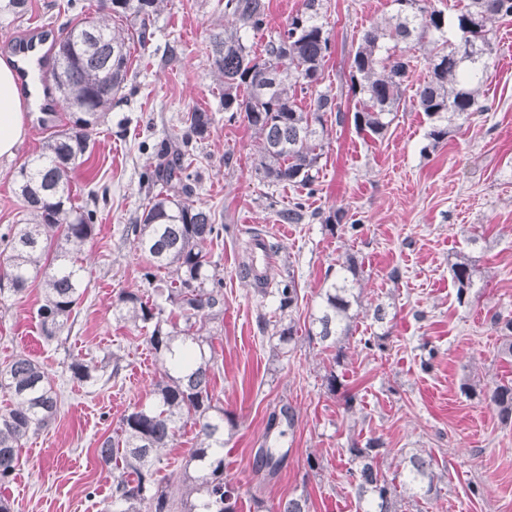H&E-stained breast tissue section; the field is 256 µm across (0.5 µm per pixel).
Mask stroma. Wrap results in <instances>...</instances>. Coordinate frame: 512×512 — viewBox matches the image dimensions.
<instances>
[{"label":"stroma","instance_id":"stroma-1","mask_svg":"<svg viewBox=\"0 0 512 512\" xmlns=\"http://www.w3.org/2000/svg\"><path fill=\"white\" fill-rule=\"evenodd\" d=\"M96 4L27 0L25 14L0 18V38L39 25L63 30ZM327 7L331 48L320 89L350 113L357 102L351 56L362 31L388 21L394 7L392 0H327ZM224 24V0H166L146 46L132 47L130 91L113 102L72 182L78 204L88 203L92 190L106 189L107 196L97 201L95 232L78 253L87 290L70 330L53 342L43 338L39 282L0 300V369L17 355L29 356L60 393L54 422L20 450L4 491L12 512H102L110 499L112 476L95 450L116 434L128 409L150 402L162 372L143 331L118 315L121 294L150 293L146 259L127 228L152 194L142 173L154 167L160 143L180 145L184 119L196 109L215 115L209 136L193 149L191 199L211 207L225 226L212 244L224 280V313L203 334L217 361L213 393L233 420L224 429V479L238 492L239 512H255L258 498L271 507L299 495L307 497L310 512H360L348 483L347 448L371 438L383 443L387 476L402 473L405 455L416 449L436 460L439 498L406 501L403 512H512V427H503L482 397L483 390L512 381V360L500 356L501 339L490 326L493 314L512 317V16L493 24L495 53L482 87L487 113L435 147L427 117L409 105L380 139L350 121L327 124L309 190L266 186L255 177L259 136L224 112L211 69L209 36ZM48 136L28 122L15 155L0 158V237L24 219L13 170L38 155ZM297 200L310 220L279 222L277 211ZM337 211L343 221L329 228L323 219ZM249 229L280 244L271 272L294 274L300 300L293 318L301 329L326 279L346 255L356 256L362 312L341 365H334L333 349L304 337L288 356H274L260 317L277 303L240 274L246 260L240 234ZM461 252L483 271L463 303L451 272ZM394 268L401 272L396 281L388 277ZM379 304L387 311L381 322L373 317ZM376 335L381 348L365 350L363 339ZM76 360L98 370L117 361L122 370L108 384L91 386L72 377ZM332 370L344 377L334 395L324 380ZM284 407L293 409L294 426L267 433L269 416ZM196 442L189 424L160 452V475L171 492H178ZM263 448L285 451L275 472L259 470ZM311 456L318 461L313 469Z\"/></svg>","mask_w":512,"mask_h":512}]
</instances>
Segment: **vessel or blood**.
<instances>
[{
    "label": "vessel or blood",
    "mask_w": 512,
    "mask_h": 512,
    "mask_svg": "<svg viewBox=\"0 0 512 512\" xmlns=\"http://www.w3.org/2000/svg\"><path fill=\"white\" fill-rule=\"evenodd\" d=\"M58 39L55 30L41 26L30 36L9 40L7 44L22 86L32 89L40 100L37 123L42 127L54 122L58 110L51 81L54 46Z\"/></svg>",
    "instance_id": "b4317fda"
}]
</instances>
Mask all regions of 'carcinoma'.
<instances>
[{
  "mask_svg": "<svg viewBox=\"0 0 512 512\" xmlns=\"http://www.w3.org/2000/svg\"><path fill=\"white\" fill-rule=\"evenodd\" d=\"M163 0H98L93 14H78L66 25L54 55L53 71H65V100L76 109L73 124L56 131L42 152L14 172L17 195L26 212L25 222L3 240L0 259V295H18L29 280L43 287L37 310L45 339L59 337L68 327L84 294L77 259L66 246L81 245L94 232L96 211L74 203L72 172L91 153L92 135L112 108L128 81L130 44L147 42L151 17ZM389 21L362 31L350 65L351 89L360 94L353 114L355 127L373 137L384 135L388 117L398 111L404 83L415 51L428 48L427 80L419 84L413 102L430 120L427 137L432 146L448 139L457 120L468 121L486 111L481 85L494 53L489 27L498 17L512 16V0H467L449 18L432 0H393ZM228 25L209 37L211 65L218 78L224 111L235 112L254 128L260 147L253 171L267 185L309 188L319 173L328 117L337 125L347 116L335 98L317 90L323 80L331 48L325 0H303L302 9L288 25L268 35L256 54L241 34L244 28L266 26L265 0H224ZM312 97L309 110L296 105L298 95ZM215 116L194 110L183 146L157 149V164L143 180L160 182L167 190L153 196L136 223L128 227L136 249L150 260L143 273L153 296L123 294L120 317L146 331L145 341L160 360L162 377L150 403L136 405L120 419V433L99 443L100 464L112 472V503L103 512H237L238 494L224 482V408L214 403L211 374L214 351H205V324L224 314V281L213 270L209 246L224 231L210 208L189 200L193 173L184 156L187 146L211 132ZM307 216L297 201L278 212L283 224H300ZM165 271L168 280L158 278ZM457 299L464 302L479 270L465 255L451 265ZM241 272L253 276L259 293L277 301L269 339L286 354L296 345L298 330L292 313L299 289L293 274L274 281L267 272L252 274L250 264ZM359 263L349 255L339 275L325 283L320 302L310 314L307 339L336 349L341 363L343 342L353 335L360 305L357 291ZM171 306L165 311V306ZM491 324L500 333L502 353L512 357V318L499 314ZM74 379L96 383L98 377L80 361L70 365ZM0 389L12 398V407L0 413V487L13 479L19 452L29 435L47 428L57 415L59 394L49 374L35 360L17 356L0 370ZM504 426L512 425V382L498 383L483 393ZM198 428L199 443L188 450L183 473L192 500L177 503L158 479V452L167 448L187 423ZM383 443L356 440L348 448V474L363 512H400L401 493L429 501L440 493L434 457L425 450L411 453L400 482L387 477L380 465ZM273 512H309L308 499L293 496L278 502Z\"/></svg>",
  "mask_w": 512,
  "mask_h": 512,
  "instance_id": "1",
  "label": "carcinoma"
}]
</instances>
